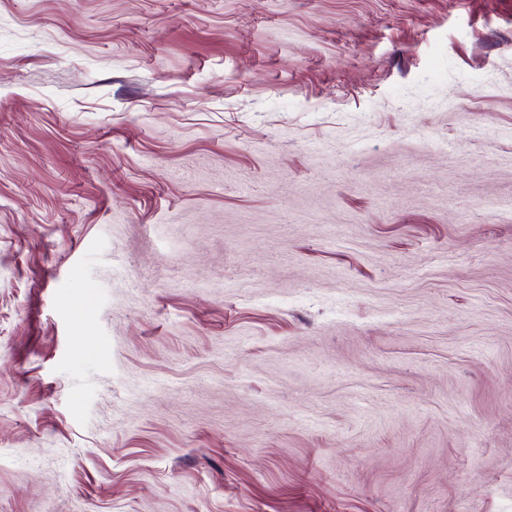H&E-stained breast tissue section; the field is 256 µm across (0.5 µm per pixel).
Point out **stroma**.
<instances>
[{
    "label": "stroma",
    "instance_id": "stroma-1",
    "mask_svg": "<svg viewBox=\"0 0 512 512\" xmlns=\"http://www.w3.org/2000/svg\"><path fill=\"white\" fill-rule=\"evenodd\" d=\"M0 512H512V0H0Z\"/></svg>",
    "mask_w": 512,
    "mask_h": 512
}]
</instances>
